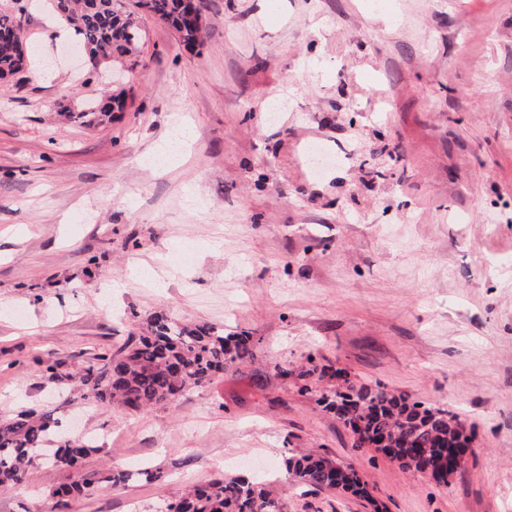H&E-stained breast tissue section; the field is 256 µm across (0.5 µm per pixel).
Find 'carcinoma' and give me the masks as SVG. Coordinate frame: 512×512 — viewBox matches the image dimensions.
Instances as JSON below:
<instances>
[{
    "mask_svg": "<svg viewBox=\"0 0 512 512\" xmlns=\"http://www.w3.org/2000/svg\"><path fill=\"white\" fill-rule=\"evenodd\" d=\"M55 13L73 26L80 46L93 68L115 60L137 57L143 39L137 13L123 9L121 0H52ZM189 0H138L141 12L168 25L187 46L202 43V30L185 19ZM30 43L22 16L0 11V78L23 72L30 64ZM123 96L98 101L69 117L85 126L102 125L112 113L122 111ZM261 337L249 331L224 333L209 323H183L164 313L154 314L137 336L131 335L115 353H102L88 363L77 378L85 397L98 404H117L132 412H144L175 401L192 387L210 384L228 368L251 360ZM276 376L293 377L298 393L316 397L322 409L343 425L360 422L356 447L368 448L386 440L391 447L379 451L406 470H414L438 484H448V470L440 465L445 442L459 425L458 416L407 396L395 395L383 386L351 384L342 390L317 388L330 367L298 370L275 365ZM61 421L54 408L30 409L0 419V486L20 485L51 437L59 434ZM102 447L92 438L60 437L54 461L64 481L47 496L61 512L78 497L92 495L105 483L166 482L160 468L137 467L114 474L88 466V459ZM303 493H349L371 500L370 492L350 466L315 454H292L284 459ZM156 512H284L281 498L260 477L221 475L205 483L185 486L164 495Z\"/></svg>",
    "mask_w": 512,
    "mask_h": 512,
    "instance_id": "1",
    "label": "carcinoma"
}]
</instances>
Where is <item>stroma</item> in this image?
Returning <instances> with one entry per match:
<instances>
[{
    "instance_id": "obj_1",
    "label": "stroma",
    "mask_w": 512,
    "mask_h": 512,
    "mask_svg": "<svg viewBox=\"0 0 512 512\" xmlns=\"http://www.w3.org/2000/svg\"><path fill=\"white\" fill-rule=\"evenodd\" d=\"M18 7L53 65L0 80V417L62 404L93 466H159L173 491L265 472L285 512H512V0H202V46L143 16L118 84L64 53L48 0ZM119 92L104 126L64 116ZM160 311L261 343L170 405L84 400L75 373ZM311 363L457 413L465 467L441 486L355 447L272 374ZM299 449L371 501L300 495ZM61 477L45 456L0 512H51ZM160 495L106 484L69 512Z\"/></svg>"
}]
</instances>
